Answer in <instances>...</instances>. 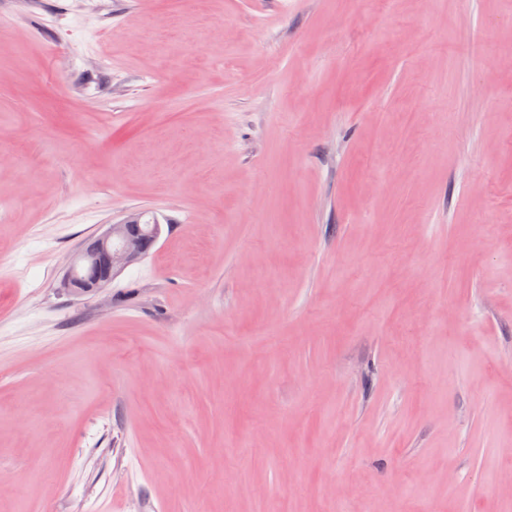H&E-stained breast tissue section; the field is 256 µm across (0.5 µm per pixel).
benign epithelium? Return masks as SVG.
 Wrapping results in <instances>:
<instances>
[{"instance_id": "benign-epithelium-1", "label": "benign epithelium", "mask_w": 512, "mask_h": 512, "mask_svg": "<svg viewBox=\"0 0 512 512\" xmlns=\"http://www.w3.org/2000/svg\"><path fill=\"white\" fill-rule=\"evenodd\" d=\"M161 235L158 222L131 218L111 224L99 236L88 239L72 259L61 281L76 295H96L123 270L144 258Z\"/></svg>"}]
</instances>
